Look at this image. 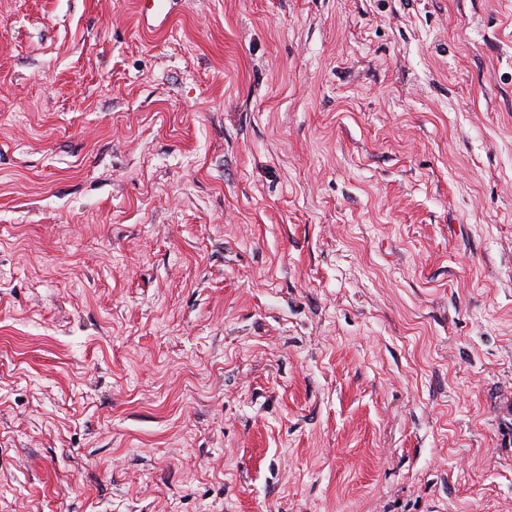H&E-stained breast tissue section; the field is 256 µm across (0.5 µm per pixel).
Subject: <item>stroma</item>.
I'll return each mask as SVG.
<instances>
[{"label": "stroma", "instance_id": "1", "mask_svg": "<svg viewBox=\"0 0 512 512\" xmlns=\"http://www.w3.org/2000/svg\"><path fill=\"white\" fill-rule=\"evenodd\" d=\"M0 0V512H512V0Z\"/></svg>", "mask_w": 512, "mask_h": 512}]
</instances>
